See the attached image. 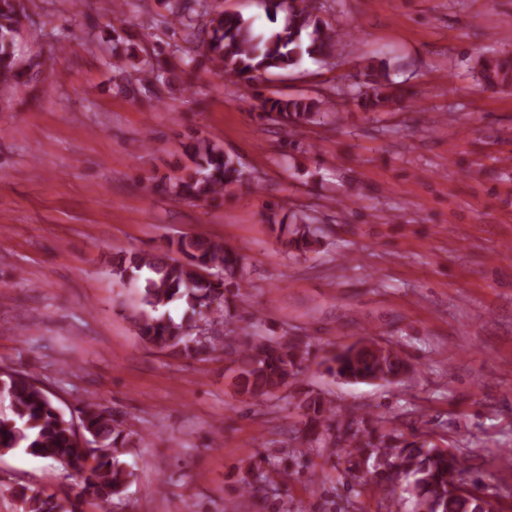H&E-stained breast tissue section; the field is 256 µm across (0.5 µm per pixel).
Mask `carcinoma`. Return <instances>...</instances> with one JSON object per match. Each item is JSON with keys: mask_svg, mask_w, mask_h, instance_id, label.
<instances>
[{"mask_svg": "<svg viewBox=\"0 0 512 512\" xmlns=\"http://www.w3.org/2000/svg\"><path fill=\"white\" fill-rule=\"evenodd\" d=\"M171 16V27L187 32L179 47L189 66L195 55L209 57L215 68L232 83L251 84L274 70L298 66L304 58L320 60L331 55L343 42L339 33L319 14L314 0H266L269 15L283 16L281 28L256 34L239 13L226 12L201 0H162ZM26 0H0V85L18 83L39 62L31 58L26 66L16 55L20 19L27 16ZM113 73H127L131 54L120 49V37L113 38ZM478 80L488 88L512 85V55L497 53L479 58L474 67ZM138 83L147 92L169 80V71L145 64L138 68ZM364 112H385L403 101L404 95L388 78L377 72L358 84L354 95ZM332 102L326 98L299 96L264 97L259 119L293 129L321 122L330 115ZM192 166L169 178L164 191L184 200H216L234 187L249 183L240 161L226 152L221 143L198 139L189 147ZM270 228L288 253L296 258L320 252L323 230L316 219L292 216L291 222L269 218ZM209 277L203 278L200 272ZM112 274L122 280L144 278L140 306L131 317L141 341L168 356L203 358L216 350V337L202 340L194 333L196 322L208 314L224 320V356L235 393L259 400L279 396L297 386L300 369L311 356L307 336H262L234 325L232 311L243 302V290L250 286L245 259L224 242L208 237L183 236L168 242L164 249H146L112 260ZM183 308L175 319L169 307ZM324 372L337 380L354 383L372 377L399 378L412 370L403 352L391 346L385 352L337 349L320 362ZM0 402L11 416L0 418V452L21 449L28 454L77 468L85 488L102 512L121 499L135 477L125 457L130 453L132 433L112 409L89 396L78 409L84 441L78 442L72 420L56 406L39 378L10 366L0 365ZM296 408L301 427L290 430L289 447L298 457L310 448H341L353 476L362 463L373 461L377 480L388 485L397 474L410 481L412 507L427 512H506L501 502L486 500L468 488L461 477L466 458L455 448L438 449L424 443L401 442L394 431L366 426L356 416L341 411L334 400L318 392L301 391ZM267 476L247 471L242 477L243 493L254 496L266 491ZM18 512H85V500L60 499L26 485L12 488Z\"/></svg>", "mask_w": 512, "mask_h": 512, "instance_id": "cac0c4a2", "label": "carcinoma"}]
</instances>
